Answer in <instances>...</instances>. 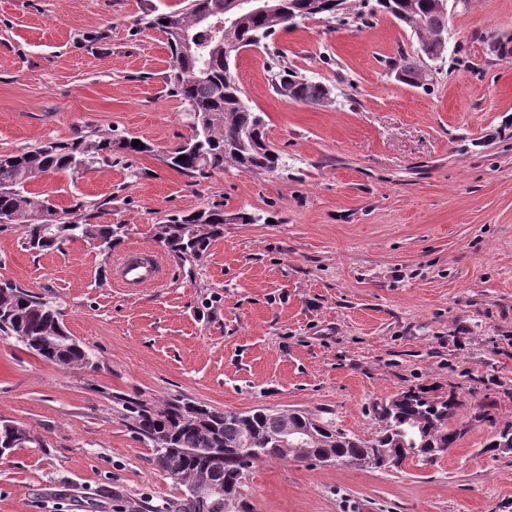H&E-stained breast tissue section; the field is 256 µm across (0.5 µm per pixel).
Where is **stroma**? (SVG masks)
<instances>
[{
  "mask_svg": "<svg viewBox=\"0 0 512 512\" xmlns=\"http://www.w3.org/2000/svg\"><path fill=\"white\" fill-rule=\"evenodd\" d=\"M180 0H0V154L95 129L153 147L122 165L38 183L61 207L95 202L120 224L111 250L78 238L28 251L0 224V281L57 302L94 366L66 369L0 335V419L34 443L0 458V512H161L181 489L152 463L125 400L178 396L214 408H304L369 440L377 411L419 386L456 391L461 417L493 419L431 461L400 469L260 462L252 512H512V0H450L447 51L414 88L389 64L418 44L375 0L272 38L284 64L332 88L307 105L271 88L272 58L234 63L273 173L233 167L198 181L165 157L189 136L166 85L163 35L144 12ZM223 210L200 261L169 252L156 224ZM157 253L156 288L114 281L132 250Z\"/></svg>",
  "mask_w": 512,
  "mask_h": 512,
  "instance_id": "35a3bbf8",
  "label": "stroma"
}]
</instances>
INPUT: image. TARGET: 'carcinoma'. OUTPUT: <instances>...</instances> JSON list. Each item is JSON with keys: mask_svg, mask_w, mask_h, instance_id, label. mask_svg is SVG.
I'll return each instance as SVG.
<instances>
[{"mask_svg": "<svg viewBox=\"0 0 512 512\" xmlns=\"http://www.w3.org/2000/svg\"><path fill=\"white\" fill-rule=\"evenodd\" d=\"M232 0H186L177 10L145 14L140 23L171 36L170 72L166 84L184 106L190 136L166 155L169 167L197 180L207 179L229 164L239 170L274 172L280 156L266 138V120L244 100L236 80H228L224 46L210 42L203 56L187 55L173 32L191 36L202 31V17H223ZM385 12L416 37L421 57L443 58L434 37L448 29V13L436 9L434 0H376ZM275 15L252 13L245 8L233 15L235 24L229 37L242 48L260 47L280 29L305 19L330 20L351 8V0H277ZM423 62L402 56L396 66L401 83L414 82ZM277 95L296 102L320 104L329 100L330 89L287 67L272 78ZM133 138L114 139L92 132L70 142L48 141L35 147L0 154V217L23 228V245L44 250L59 247L77 237L102 242L109 249L120 238V224H90L77 209L57 206L50 195L33 192L29 186L48 174H79L97 165L112 164V156L150 153L149 144L132 146ZM45 224L62 226V239H44ZM224 234V211L198 210L170 219L155 227V237L175 253L200 259L210 242ZM0 333L19 337V342L35 355L45 357L50 340L65 335L58 305L43 300L14 283L0 288ZM51 362L62 367L89 364L87 350L58 351ZM460 404L455 391L429 396L410 388L382 405L381 429L374 438L361 439L336 423L307 409L259 407L247 412H231L194 402L171 399L158 405L152 401H123L122 409L142 442L152 449L153 464L183 487V512H228L224 496L213 492L245 487L249 470L258 461L298 460L319 462L320 454L331 450L336 465L366 460L378 449L406 448L415 457H435L454 445L462 431L452 426ZM247 434L259 453L247 456L237 448ZM292 436L290 447L281 439ZM35 441L30 431L12 421H0V456Z\"/></svg>", "mask_w": 512, "mask_h": 512, "instance_id": "carcinoma-1", "label": "carcinoma"}]
</instances>
